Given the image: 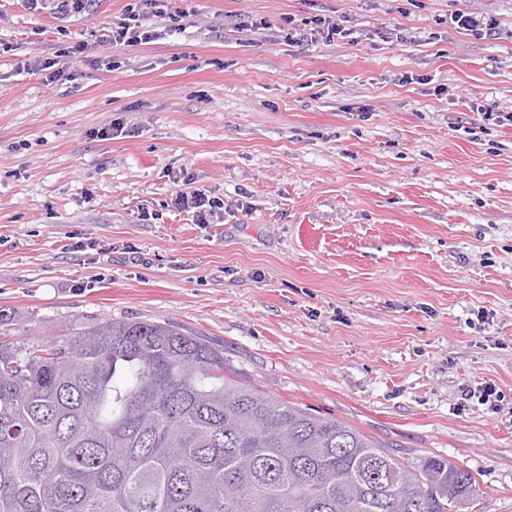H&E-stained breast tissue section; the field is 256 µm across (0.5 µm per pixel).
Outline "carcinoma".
Wrapping results in <instances>:
<instances>
[{"label": "carcinoma", "mask_w": 512, "mask_h": 512, "mask_svg": "<svg viewBox=\"0 0 512 512\" xmlns=\"http://www.w3.org/2000/svg\"><path fill=\"white\" fill-rule=\"evenodd\" d=\"M479 492L247 383L174 322L0 340V512H463Z\"/></svg>", "instance_id": "obj_1"}]
</instances>
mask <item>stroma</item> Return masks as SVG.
Returning a JSON list of instances; mask_svg holds the SVG:
<instances>
[{
	"mask_svg": "<svg viewBox=\"0 0 512 512\" xmlns=\"http://www.w3.org/2000/svg\"><path fill=\"white\" fill-rule=\"evenodd\" d=\"M127 2L59 19L0 0L7 338L176 322L400 461L469 470L477 512H512V127L472 110L512 111V0H173L185 32L99 42ZM458 10L499 38L457 32ZM315 14L363 40L289 45L284 18ZM68 42L86 49L58 82L23 69ZM188 183L223 200L214 223L171 208ZM488 382L493 410L468 396Z\"/></svg>",
	"mask_w": 512,
	"mask_h": 512,
	"instance_id": "35a3bbf8",
	"label": "stroma"
}]
</instances>
